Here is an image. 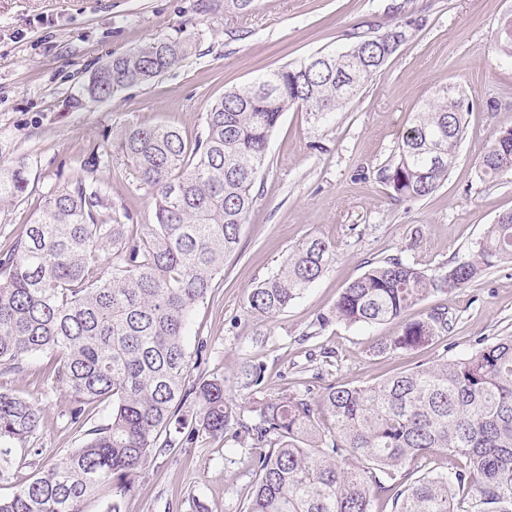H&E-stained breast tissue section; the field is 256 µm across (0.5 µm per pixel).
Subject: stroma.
Returning a JSON list of instances; mask_svg holds the SVG:
<instances>
[{
    "instance_id": "1",
    "label": "stroma",
    "mask_w": 512,
    "mask_h": 512,
    "mask_svg": "<svg viewBox=\"0 0 512 512\" xmlns=\"http://www.w3.org/2000/svg\"><path fill=\"white\" fill-rule=\"evenodd\" d=\"M199 0H0V165L24 163L26 192L0 206V249L30 224L47 192L82 174L91 148L113 128L168 124L195 136L225 90L271 69L334 53L356 33L403 26L407 39L356 99L327 123L285 112L268 147L257 200L224 274L194 310L187 344L206 350L194 375L220 377L244 399V365L264 367L267 393L309 383L378 382L421 364L453 360L498 336L512 335V262L483 272L445 299L451 322L433 345L394 354L375 347L392 323L319 328L343 288L368 264L401 256L431 271L464 260L499 214L512 210V173L481 176L478 157L492 135L512 127V57L496 41L512 0H257L244 15L197 8ZM191 36L195 49L177 68L112 99L85 89L98 68L159 37ZM471 104L466 133L447 181L422 199L395 200L381 179L414 112L443 87ZM113 204L134 224L154 221L150 191L122 159L100 168ZM318 236L335 243L331 268L280 314L243 305L247 289L271 274L292 248ZM48 359H27L0 388L43 403L39 429L0 477V497L79 447L67 390L41 373ZM234 432L195 428L190 440L150 459L122 500V512H242L251 478Z\"/></svg>"
}]
</instances>
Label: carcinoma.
Wrapping results in <instances>:
<instances>
[{
    "label": "carcinoma",
    "mask_w": 512,
    "mask_h": 512,
    "mask_svg": "<svg viewBox=\"0 0 512 512\" xmlns=\"http://www.w3.org/2000/svg\"><path fill=\"white\" fill-rule=\"evenodd\" d=\"M398 25L355 34L342 52L315 54L272 69L224 93L190 139L171 125L126 123L112 141L93 146L84 174L48 192L24 233L0 249V375L21 374L26 360L47 353V377L69 392L70 423L107 402L105 423L46 471L0 498V512H84V501L112 483L108 512L137 471L157 452L182 441L181 405L194 399V424L213 436L244 433L242 463L252 477L243 512H512V336L467 355L419 365L365 386L328 385L315 400L309 385L239 404L224 379L190 380L185 336L190 317L224 272L240 242L269 139L284 112L301 108L326 121L358 96L398 48ZM497 49L512 56V18ZM192 39L162 37L104 64L90 85L94 101L112 98L178 67ZM470 103L452 87L416 112L382 171L398 200L420 199L447 180L465 134ZM119 157L155 199V222L128 224L109 204L99 165ZM488 176L512 171V128L497 132L479 157ZM27 188L22 164L0 167V205ZM336 246L310 237L244 297L251 313L274 316L321 277ZM512 259V211L488 226L472 257L427 273L400 256L372 264L343 288L319 328L395 322L381 354L434 344L448 333V307L420 318L405 313L430 297L462 288L482 271ZM243 387L261 392L264 370H244ZM254 420L249 422L244 413ZM38 401L0 390V473L12 449L25 447L44 417ZM262 448L254 456L249 449ZM443 450L461 466H430Z\"/></svg>",
    "instance_id": "cac0c4a2"
}]
</instances>
